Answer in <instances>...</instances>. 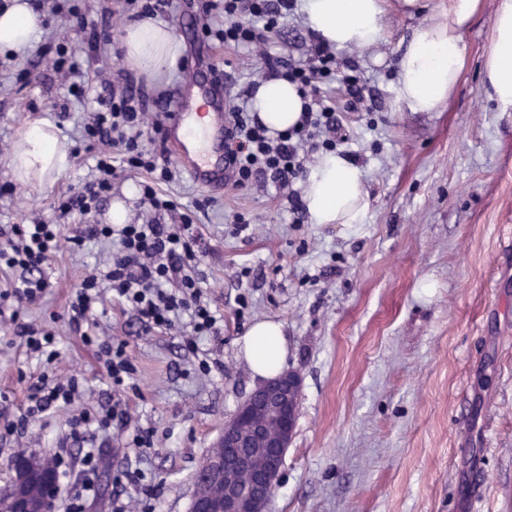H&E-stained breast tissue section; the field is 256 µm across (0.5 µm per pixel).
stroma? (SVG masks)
<instances>
[{"mask_svg":"<svg viewBox=\"0 0 512 512\" xmlns=\"http://www.w3.org/2000/svg\"><path fill=\"white\" fill-rule=\"evenodd\" d=\"M88 2L89 20L107 25L120 45L132 14L125 0ZM202 4L170 0L159 14L184 53L157 79L112 55L66 82L35 49L0 60V185L14 188L0 195V226L53 218L58 200L90 179L77 88H98L100 71L114 89H141L151 112L173 111L199 72L214 75L229 105L238 104L263 61L253 48L205 39ZM496 6L481 0L465 35L461 79L437 112L398 102L396 62L413 31L443 17L448 0L390 8L376 44L337 49L338 62L353 63L360 79L358 108H350L342 81L325 92L348 149L359 154L369 202L362 224L294 223L274 186L210 190L170 158L166 191L188 206L211 201L196 215L200 270L224 326L194 355L175 332L141 334L134 313L104 293L94 318L127 340L136 367L124 392L129 427L153 430L154 445L95 438L98 493L85 512H112L118 499L145 500L150 512H190L199 465L260 382L240 344L262 319L282 323L286 366L303 379L272 512H512V112L483 87ZM271 40L285 57H306L302 13L282 18ZM33 119L52 123L69 146L68 169L42 188L15 184L11 170L16 132ZM237 213L249 228L234 236ZM111 251L92 240L60 249L45 266L49 288L23 319L54 333L53 363L27 355L0 317V423H25L22 436L0 435V489L22 454H62L72 479L80 477L84 445L67 440L69 424L84 405L106 401L112 385L67 307L72 289ZM202 359L218 371L196 374ZM41 375L76 377L83 399L29 414L28 386ZM129 467L143 471L141 484L116 483Z\"/></svg>","mask_w":512,"mask_h":512,"instance_id":"obj_1","label":"stroma"}]
</instances>
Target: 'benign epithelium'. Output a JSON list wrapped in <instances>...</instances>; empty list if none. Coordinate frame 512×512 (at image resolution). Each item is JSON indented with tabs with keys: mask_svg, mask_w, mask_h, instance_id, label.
Wrapping results in <instances>:
<instances>
[{
	"mask_svg": "<svg viewBox=\"0 0 512 512\" xmlns=\"http://www.w3.org/2000/svg\"><path fill=\"white\" fill-rule=\"evenodd\" d=\"M302 391L294 370L258 386L224 421L217 453L201 463L190 512H269L292 441ZM12 480L0 492V512H52L43 491L53 482L50 458L17 457Z\"/></svg>",
	"mask_w": 512,
	"mask_h": 512,
	"instance_id": "7a95c632",
	"label": "benign epithelium"
}]
</instances>
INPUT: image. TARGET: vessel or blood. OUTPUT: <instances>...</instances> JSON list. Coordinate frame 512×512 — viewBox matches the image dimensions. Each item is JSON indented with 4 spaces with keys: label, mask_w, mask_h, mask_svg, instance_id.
I'll list each match as a JSON object with an SVG mask.
<instances>
[{
    "label": "vessel or blood",
    "mask_w": 512,
    "mask_h": 512,
    "mask_svg": "<svg viewBox=\"0 0 512 512\" xmlns=\"http://www.w3.org/2000/svg\"><path fill=\"white\" fill-rule=\"evenodd\" d=\"M196 102L182 101L165 128V137L188 176L196 183L212 187L224 184V111L222 97L213 96L208 77L195 80ZM205 107L210 117L208 132L197 135L193 124L198 107Z\"/></svg>",
    "instance_id": "vessel-or-blood-1"
}]
</instances>
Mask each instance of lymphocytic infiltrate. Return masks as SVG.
Returning <instances> with one entry per match:
<instances>
[{
	"instance_id": "f902f5d3",
	"label": "lymphocytic infiltrate",
	"mask_w": 512,
	"mask_h": 512,
	"mask_svg": "<svg viewBox=\"0 0 512 512\" xmlns=\"http://www.w3.org/2000/svg\"><path fill=\"white\" fill-rule=\"evenodd\" d=\"M34 6L47 10L49 19L67 18L86 34L89 51L104 48L110 41L106 28L87 20L78 8H64L61 0H35ZM295 0H206L204 13H217L216 26H205V35L230 45L249 46L266 43L275 32L283 13L292 11ZM251 24H244V17ZM266 74L295 83L304 98L303 115L297 126L276 134L242 107L231 113L229 137L224 142V166L236 188L256 182H269L276 188H291L303 171L301 150L316 134H325L324 146L336 147L340 129L334 108L322 91L324 83L336 78V55L322 40H314L309 58L300 63L284 58L275 47L265 54ZM81 135L95 150V174L77 193L58 205L61 215L78 214L87 219L98 210L112 190L118 172L142 170L148 175L140 182L142 203L148 204L153 217L145 223L92 224L84 234L66 236L64 227L43 219L30 224H11L0 228V267L12 271L6 289L0 291V304L12 302L10 316L16 333L28 353L45 362H53L58 351L51 331L20 322L22 312L35 305L49 286L43 268L63 244L81 248L90 238L111 241L112 253L105 270L87 275L73 289L67 308L69 321L84 327L83 340L95 346L97 360L112 385L111 405L82 412L70 423L69 439L79 441L87 434L130 435L138 448L153 445L150 431L128 432L129 412L123 398L125 382L136 368L127 352V341L97 335L93 311L104 290L129 307L137 316L143 333L172 329L177 321H186L184 338L191 350H198L202 339L217 335L224 321L214 310L202 287L198 270V243L201 239L191 212H184L171 195L159 192L158 185L171 181L173 173L165 157L164 127L161 118H148L140 93L126 90L118 95L96 96ZM181 211L177 224H161L157 215ZM32 412L70 405L79 392L76 378L51 380L38 377L29 386Z\"/></svg>"
}]
</instances>
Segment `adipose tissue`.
Instances as JSON below:
<instances>
[{
    "mask_svg": "<svg viewBox=\"0 0 512 512\" xmlns=\"http://www.w3.org/2000/svg\"><path fill=\"white\" fill-rule=\"evenodd\" d=\"M388 0H302L305 23L328 44L367 47L382 36ZM480 0H448V19L415 30L397 62L399 101L414 112H437L457 86L464 68V36ZM44 18L27 0H13L0 11V51L27 53L40 39ZM125 61L159 77L182 54V44L172 29L145 18L125 30ZM484 80L491 96L503 109L512 110V0H498L493 47ZM303 101L294 84L270 79L258 88L252 108L273 132L295 126ZM69 166L67 145L55 127L44 120L25 122L19 132L11 162L16 181L34 186L52 182ZM303 201L313 223L360 224L367 207V192L360 168L339 152L321 153L302 185ZM244 356L255 375L277 376L287 356L280 322L252 324L242 339Z\"/></svg>",
    "mask_w": 512,
    "mask_h": 512,
    "instance_id": "ef3b65f1",
    "label": "adipose tissue"
}]
</instances>
